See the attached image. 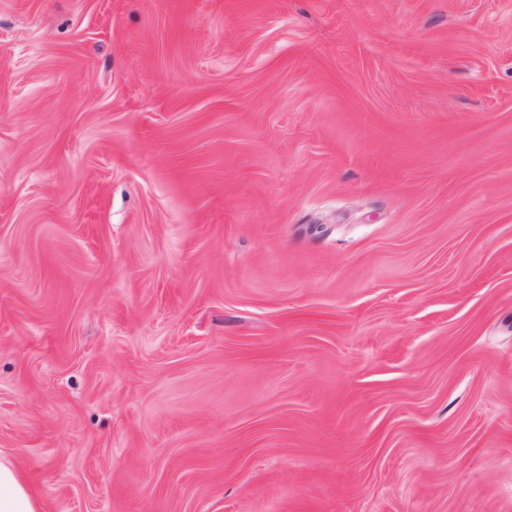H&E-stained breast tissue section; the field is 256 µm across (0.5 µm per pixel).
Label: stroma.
Wrapping results in <instances>:
<instances>
[{
  "mask_svg": "<svg viewBox=\"0 0 512 512\" xmlns=\"http://www.w3.org/2000/svg\"><path fill=\"white\" fill-rule=\"evenodd\" d=\"M0 457L512 512V0H0Z\"/></svg>",
  "mask_w": 512,
  "mask_h": 512,
  "instance_id": "obj_1",
  "label": "stroma"
}]
</instances>
